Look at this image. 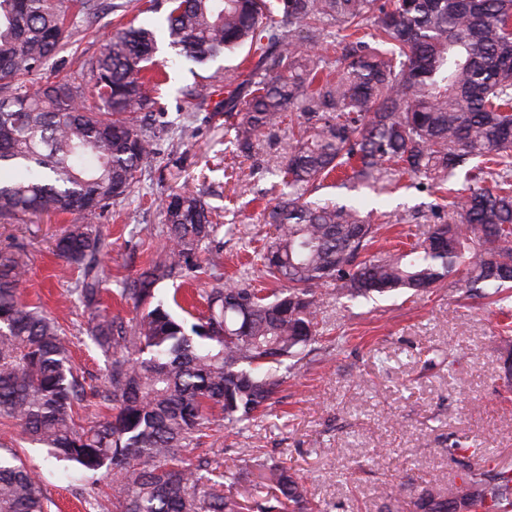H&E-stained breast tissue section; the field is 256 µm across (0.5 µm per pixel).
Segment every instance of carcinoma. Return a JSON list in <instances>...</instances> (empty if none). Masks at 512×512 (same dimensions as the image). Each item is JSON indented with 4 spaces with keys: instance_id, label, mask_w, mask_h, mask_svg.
<instances>
[{
    "instance_id": "1",
    "label": "carcinoma",
    "mask_w": 512,
    "mask_h": 512,
    "mask_svg": "<svg viewBox=\"0 0 512 512\" xmlns=\"http://www.w3.org/2000/svg\"><path fill=\"white\" fill-rule=\"evenodd\" d=\"M177 56L215 61L248 48L257 62L224 74L233 89L215 111L237 116L233 144L249 154L284 114L303 122L283 175L290 192L271 206L274 236L252 285L214 277L206 311L184 322L155 300L158 283L223 265L202 246L218 232L201 196L181 190L163 205L166 247L117 294L140 315L105 311L103 243L90 220L131 190L155 158L149 74L156 30L118 21L76 75L27 83L69 43L96 0H0V218L52 213L87 219L56 240L78 270L72 292L86 334L108 359L103 386L87 391L59 322L21 299L26 263L0 252V424L67 461L84 476L116 477L112 512H311L285 464H258L244 494L210 462H190L214 421L249 423L276 403L315 342L316 290L336 296H420L448 279L501 306L512 283V0H167ZM93 98L97 106L87 104ZM381 192L403 176L451 198L448 219L409 249L373 252L391 215L311 196L333 173ZM467 187L455 188L459 179ZM112 415L83 424L91 399ZM512 512V473L468 470L448 495L423 492L416 512ZM0 512H48L38 481L17 454H0Z\"/></svg>"
}]
</instances>
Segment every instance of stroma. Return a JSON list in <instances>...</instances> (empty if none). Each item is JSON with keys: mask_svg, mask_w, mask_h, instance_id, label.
<instances>
[{"mask_svg": "<svg viewBox=\"0 0 512 512\" xmlns=\"http://www.w3.org/2000/svg\"><path fill=\"white\" fill-rule=\"evenodd\" d=\"M134 3L101 0L96 20L74 27V46L53 56L34 83L97 57L123 16L159 27L155 59L174 60L163 31L164 0L140 14ZM242 58L229 54L203 67L174 60L155 92L162 133L154 163L126 199L94 221L106 244L108 288L134 277L163 250L157 235L165 222L162 202L174 191L198 192L211 207L220 226L214 244L224 253L223 276L253 261L274 233L264 206L286 191L279 167L289 149L287 126L296 115H287L285 126L243 155L232 144L234 132L223 113L194 107L196 88ZM315 197L329 203L364 198L369 207L396 213V225L379 241L384 249L422 235L434 221L433 195L407 177L381 195L337 187L331 178ZM67 225V219L45 215L0 220V247L21 248L27 300L65 328L74 364L92 387L100 385L107 361L88 339L87 317L70 295L76 275L53 252ZM502 320L497 308L448 287L376 301L339 300L321 288L317 349L287 379L280 402L243 430L216 420L198 453L219 470L242 474L258 459L287 460L316 512H414L419 493H446L467 468L491 475L512 470V390L504 382L512 336H504ZM340 336L344 347L324 358L323 348ZM454 443L458 451L449 452ZM15 451L35 472L51 502L49 512H112L110 474H100L91 486L43 448L20 441ZM393 488L400 489L398 498L389 497Z\"/></svg>", "mask_w": 512, "mask_h": 512, "instance_id": "1", "label": "stroma"}]
</instances>
